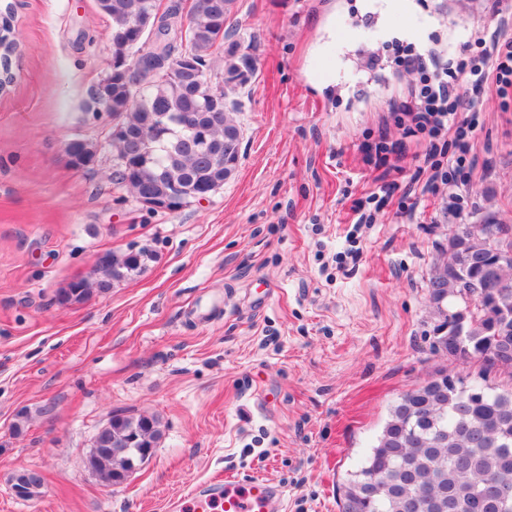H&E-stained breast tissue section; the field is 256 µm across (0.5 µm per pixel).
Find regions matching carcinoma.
<instances>
[{"label":"carcinoma","mask_w":512,"mask_h":512,"mask_svg":"<svg viewBox=\"0 0 512 512\" xmlns=\"http://www.w3.org/2000/svg\"><path fill=\"white\" fill-rule=\"evenodd\" d=\"M235 4L192 0L186 40L161 55L132 45L137 23L152 22L161 10L158 0H97L111 19V58L91 103L112 104V128L123 129L112 135V150L126 159L116 165L113 180L133 196L178 188L187 204L234 175L243 139L236 119L240 102L209 100L206 81L182 74L155 80L136 94L126 72L141 59L170 68L185 53L205 70L220 62L228 90L244 86L255 76L257 62L230 40L226 24ZM178 11H163L165 20L177 24ZM200 112L217 114L207 138L218 148L219 161L189 128L174 124L179 116ZM443 250L448 257L434 264L428 279L438 316L434 332L448 336V356L479 358L512 376V225L459 224ZM149 258L146 251L108 255L95 277L73 280L69 287L78 290L77 300H85L136 275ZM161 436L154 416H113L102 433L104 452L94 462L100 479L113 484L136 460L131 451L114 455L112 449H129L133 439L141 448H155ZM491 482L512 487V388L473 384L442 370L391 406L376 444L342 487L341 512H512V497L491 496Z\"/></svg>","instance_id":"1"}]
</instances>
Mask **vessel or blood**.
<instances>
[{
    "label": "vessel or blood",
    "instance_id": "1",
    "mask_svg": "<svg viewBox=\"0 0 512 512\" xmlns=\"http://www.w3.org/2000/svg\"><path fill=\"white\" fill-rule=\"evenodd\" d=\"M285 495L270 479L213 480L188 495L171 497L167 512H285Z\"/></svg>",
    "mask_w": 512,
    "mask_h": 512
}]
</instances>
